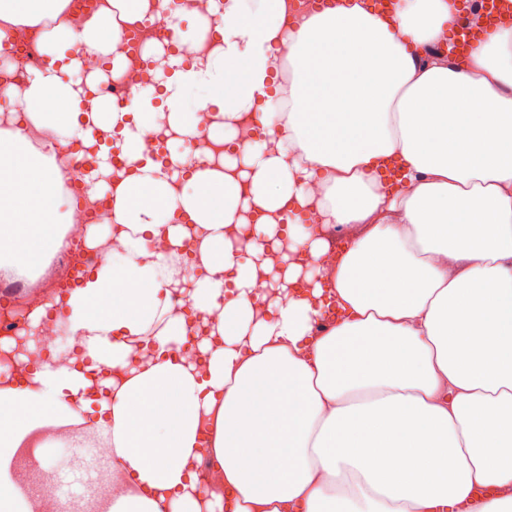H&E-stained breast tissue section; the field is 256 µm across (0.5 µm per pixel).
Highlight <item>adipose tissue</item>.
<instances>
[{
    "instance_id": "ef3b65f1",
    "label": "adipose tissue",
    "mask_w": 512,
    "mask_h": 512,
    "mask_svg": "<svg viewBox=\"0 0 512 512\" xmlns=\"http://www.w3.org/2000/svg\"><path fill=\"white\" fill-rule=\"evenodd\" d=\"M70 4L0 0V41L39 29L48 59L0 87L22 106L0 111V281L36 285L78 204H113L86 233L101 262L52 311L77 353L34 362L43 306L0 339L29 367L0 384V494L31 512L18 449L107 444L108 512H461L479 489L480 512H512V24L460 62L436 48L475 0L387 15L366 0L298 15L288 0H102L77 20ZM149 16L213 45L168 55L160 94L84 110V85L123 63L121 24ZM88 53L101 66L82 85ZM193 91L208 121L185 111ZM311 96L322 111H299ZM249 117L266 139L246 140ZM146 126L169 162L144 159ZM51 137L97 148L82 194ZM194 150L204 165L184 167ZM326 227L347 239L324 272ZM193 321L202 368L172 355Z\"/></svg>"
}]
</instances>
